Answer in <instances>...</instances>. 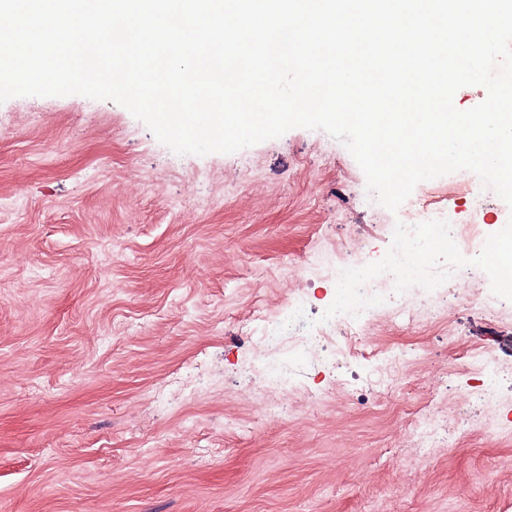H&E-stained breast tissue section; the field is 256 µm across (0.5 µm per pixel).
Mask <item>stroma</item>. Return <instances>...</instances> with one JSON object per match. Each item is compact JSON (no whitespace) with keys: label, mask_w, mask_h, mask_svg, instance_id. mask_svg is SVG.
Here are the masks:
<instances>
[{"label":"stroma","mask_w":512,"mask_h":512,"mask_svg":"<svg viewBox=\"0 0 512 512\" xmlns=\"http://www.w3.org/2000/svg\"><path fill=\"white\" fill-rule=\"evenodd\" d=\"M423 205L487 235L512 216L467 170L372 205L321 130L179 155L112 101L0 103V512H512V383L490 430L445 416L427 457L404 439L416 411L474 389L473 351L512 369V309L482 270L448 279L431 317L360 331L344 374L324 353L282 417L242 394L257 311L331 304L315 256L378 261L385 225ZM390 349L417 359L386 389L368 354Z\"/></svg>","instance_id":"obj_1"}]
</instances>
